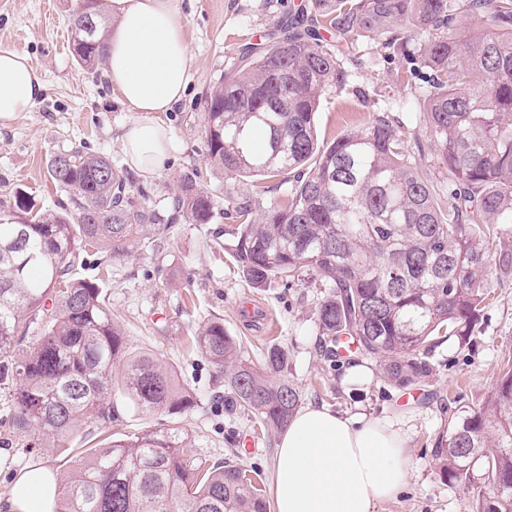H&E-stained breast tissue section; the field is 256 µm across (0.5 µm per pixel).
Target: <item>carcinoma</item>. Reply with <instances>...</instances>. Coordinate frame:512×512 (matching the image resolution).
<instances>
[{"label": "carcinoma", "instance_id": "1", "mask_svg": "<svg viewBox=\"0 0 512 512\" xmlns=\"http://www.w3.org/2000/svg\"><path fill=\"white\" fill-rule=\"evenodd\" d=\"M93 19L89 38L84 22ZM102 5L85 0L71 20L74 58L103 60ZM331 35L322 43L319 31ZM376 42L398 63L396 83L417 79L412 109L426 142L409 148L386 112L361 130L319 142L325 96L365 65ZM288 71V84L275 75ZM211 165L234 177L293 173L285 199L239 224L225 245L249 283L293 279L309 268L325 287L318 305L327 353L376 359L407 390L431 380L429 353L464 342L482 316L485 283L512 272V0H312L310 15L251 47L205 95ZM446 174L436 192L426 160ZM51 180L72 209L36 207L17 191L0 200V391L8 433L30 448H60L82 426L103 431L125 413L177 415L195 406L151 354L131 355L97 278H76L88 253L121 261L170 238L182 219L209 224L214 195L187 174L168 208L141 203L112 159L82 143L52 156ZM224 375V406L281 429L301 404L288 352L262 366L214 318L190 337ZM434 456L450 484L470 487L474 512H512V356L476 409H459ZM56 512H269L247 470L197 458L179 425L82 449L58 484Z\"/></svg>", "mask_w": 512, "mask_h": 512}]
</instances>
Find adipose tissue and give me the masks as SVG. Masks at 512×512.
<instances>
[{
  "mask_svg": "<svg viewBox=\"0 0 512 512\" xmlns=\"http://www.w3.org/2000/svg\"><path fill=\"white\" fill-rule=\"evenodd\" d=\"M178 2L108 0L105 72L128 111H172L187 91L192 56ZM44 92L34 61L0 45V123L31 111ZM123 145L147 177L163 170L170 154L167 130L141 118L127 126ZM410 431L407 418L398 415L302 408L277 444L275 512H372L376 503L395 497L408 476ZM55 483L48 468L29 469L6 512H50Z\"/></svg>",
  "mask_w": 512,
  "mask_h": 512,
  "instance_id": "obj_1",
  "label": "adipose tissue"
}]
</instances>
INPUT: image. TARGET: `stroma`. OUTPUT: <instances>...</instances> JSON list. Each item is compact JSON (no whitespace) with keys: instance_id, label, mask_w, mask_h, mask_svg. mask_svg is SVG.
<instances>
[{"instance_id":"1","label":"stroma","mask_w":512,"mask_h":512,"mask_svg":"<svg viewBox=\"0 0 512 512\" xmlns=\"http://www.w3.org/2000/svg\"><path fill=\"white\" fill-rule=\"evenodd\" d=\"M78 6L79 0H0V43L27 54L46 83L32 111L0 125V196L20 190L52 210L68 206L69 199L48 175L51 156L82 141L90 151L109 156L119 170L129 171L122 135L139 118L111 87L103 65L79 64L61 49ZM179 8L193 56L188 90L173 111L147 114V121L168 130L173 148L157 175H133L132 190L138 201L162 205L177 193L182 176L197 172L199 187L217 197L215 220L177 223L160 250L145 248L107 267L88 257L76 274L100 278L131 351L154 354L174 371L179 385L196 393L200 404L175 419L165 413L127 415L113 426V438L177 420L192 436L199 458L212 464L235 457L264 495L272 496L278 432L266 430L250 413L225 411L223 377L188 345L198 325L218 317L255 364H262L270 346L287 350L288 377L303 404L324 405L347 416L400 412L410 419L411 473L395 498L376 504L374 512H473L467 487L441 477L433 448L448 428L450 411L477 408L495 385L504 356L512 354V275L489 279L490 300L466 343L450 340L432 349L435 375L422 388H396L366 355L327 359L317 321L326 293L320 277L306 270L295 280H273L256 288L223 248L237 224L229 200L255 196L266 206L279 202L288 174L258 181L225 176L209 163L203 132L206 92L238 65L244 47L264 42L288 17L309 12L311 0H179ZM361 50L372 65L358 70L344 89L327 95L316 115L319 139L329 142L364 128L381 111L398 118L407 143L424 138L423 124L411 118L413 86L396 84V65L379 44L368 42ZM355 363L365 365L367 375H348ZM88 438L83 428L66 447L38 452L28 450V438L21 434L0 442V500L11 497L19 475L34 465L66 474ZM248 438L254 440V450L244 447Z\"/></svg>"}]
</instances>
